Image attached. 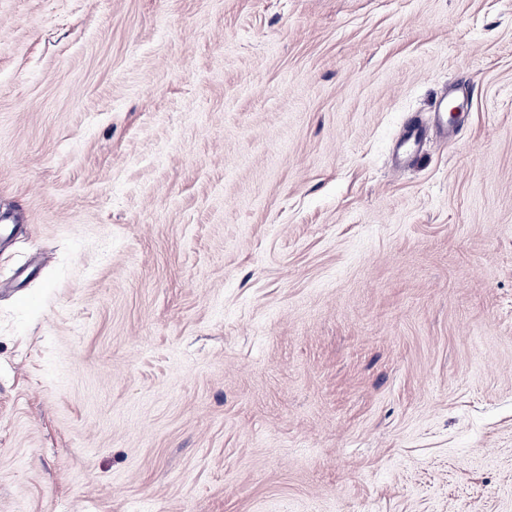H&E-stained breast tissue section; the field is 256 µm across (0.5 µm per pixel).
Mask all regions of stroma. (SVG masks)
<instances>
[{"mask_svg":"<svg viewBox=\"0 0 512 512\" xmlns=\"http://www.w3.org/2000/svg\"><path fill=\"white\" fill-rule=\"evenodd\" d=\"M0 220V512H512V0H0ZM427 135V126L419 119L405 121L398 130L393 143V165L395 169L408 165L419 153Z\"/></svg>","mask_w":512,"mask_h":512,"instance_id":"stroma-1","label":"stroma"}]
</instances>
